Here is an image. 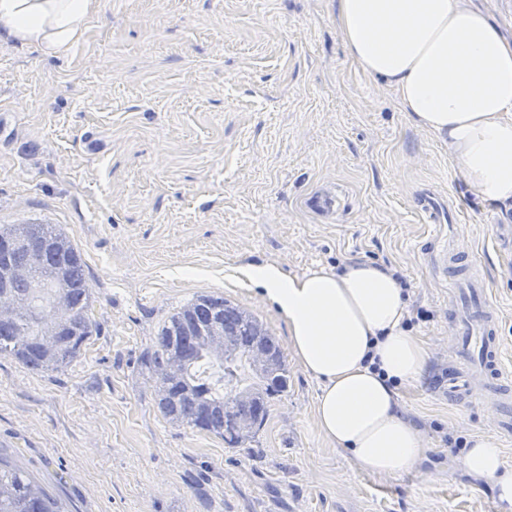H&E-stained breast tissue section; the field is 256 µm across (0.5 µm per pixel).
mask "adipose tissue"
<instances>
[{
    "label": "adipose tissue",
    "mask_w": 512,
    "mask_h": 512,
    "mask_svg": "<svg viewBox=\"0 0 512 512\" xmlns=\"http://www.w3.org/2000/svg\"><path fill=\"white\" fill-rule=\"evenodd\" d=\"M98 8L99 0H0V40L61 57ZM336 18L349 56L447 145L468 190L512 208V44L498 28L468 0H337ZM238 274L277 307L297 362L320 383V434L366 474L396 477L418 463L426 450L396 387L419 380L428 351L405 326L393 272L356 261L291 277L267 261ZM462 465L512 505V469L494 436L476 437Z\"/></svg>",
    "instance_id": "ef3b65f1"
}]
</instances>
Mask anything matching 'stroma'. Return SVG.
I'll return each instance as SVG.
<instances>
[{
  "label": "stroma",
  "mask_w": 512,
  "mask_h": 512,
  "mask_svg": "<svg viewBox=\"0 0 512 512\" xmlns=\"http://www.w3.org/2000/svg\"><path fill=\"white\" fill-rule=\"evenodd\" d=\"M444 200L480 269L512 368V209L471 194L447 146L348 55L336 0H100L68 55L0 42V225L55 224L88 267L96 328L66 368L0 358V460L68 512H506L448 440L496 434L484 394L452 404L448 298L415 206ZM340 206L312 208L322 192ZM351 261L410 285L428 350L399 391L425 457L397 477L357 471L319 433L318 383L288 356V390L242 447L167 421L145 352L199 294H221L287 340L236 277Z\"/></svg>",
  "instance_id": "1"
}]
</instances>
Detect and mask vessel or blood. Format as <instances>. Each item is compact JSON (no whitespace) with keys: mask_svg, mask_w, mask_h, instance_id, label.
Here are the masks:
<instances>
[{"mask_svg":"<svg viewBox=\"0 0 512 512\" xmlns=\"http://www.w3.org/2000/svg\"><path fill=\"white\" fill-rule=\"evenodd\" d=\"M437 268L448 288V321L453 336L451 361L443 386L450 400L464 403L474 382H482L496 397V424L500 434L512 439V399L501 389L508 375L502 363L499 317L488 299L487 285L476 268L454 273L458 254L447 230H440L429 242Z\"/></svg>","mask_w":512,"mask_h":512,"instance_id":"1","label":"vessel or blood"}]
</instances>
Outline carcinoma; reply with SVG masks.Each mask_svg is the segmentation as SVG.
Wrapping results in <instances>:
<instances>
[{"label":"carcinoma","instance_id":"1","mask_svg":"<svg viewBox=\"0 0 512 512\" xmlns=\"http://www.w3.org/2000/svg\"><path fill=\"white\" fill-rule=\"evenodd\" d=\"M95 319L81 251L50 224L0 225V357L36 373L68 365ZM155 404L168 421L240 446L288 390V363L255 315L201 294L151 346ZM0 512H62L30 475L0 463Z\"/></svg>","mask_w":512,"mask_h":512}]
</instances>
